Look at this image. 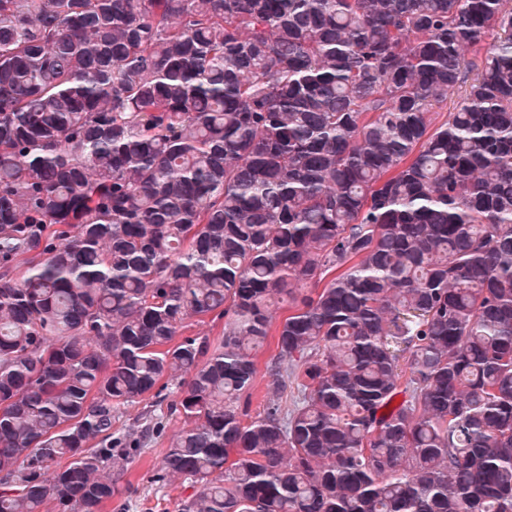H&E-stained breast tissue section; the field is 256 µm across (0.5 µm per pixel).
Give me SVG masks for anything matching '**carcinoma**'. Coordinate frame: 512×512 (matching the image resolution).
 Wrapping results in <instances>:
<instances>
[{"instance_id": "cac0c4a2", "label": "carcinoma", "mask_w": 512, "mask_h": 512, "mask_svg": "<svg viewBox=\"0 0 512 512\" xmlns=\"http://www.w3.org/2000/svg\"><path fill=\"white\" fill-rule=\"evenodd\" d=\"M164 379L182 512H512L509 0H0V512ZM186 327L182 329L185 336H209L210 339H216L222 336L224 330V319L206 318L203 322L196 318L187 320L184 324ZM276 354V348L273 342L269 346L265 347L259 353V368L262 373L259 375L255 390L252 396V413H256L263 409L268 404L269 400H276L277 393L272 386H269L268 379L262 377L264 373L265 363L269 361Z\"/></svg>"}]
</instances>
